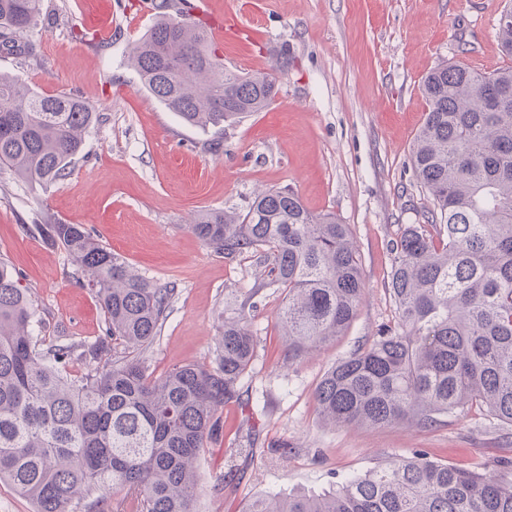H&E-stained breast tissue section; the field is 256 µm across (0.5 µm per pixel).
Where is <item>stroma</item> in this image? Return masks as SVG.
Returning a JSON list of instances; mask_svg holds the SVG:
<instances>
[{"label": "stroma", "mask_w": 512, "mask_h": 512, "mask_svg": "<svg viewBox=\"0 0 512 512\" xmlns=\"http://www.w3.org/2000/svg\"><path fill=\"white\" fill-rule=\"evenodd\" d=\"M512 0H208L199 14L223 26L226 68L267 71L276 50L292 62L263 112L223 135L184 125L141 86L127 50L154 23L153 0H44L26 64L0 56V71L40 92L83 97L99 114L70 173L45 188L0 167V260L29 288L47 342L105 334L94 292L75 282L66 253L34 219L84 225L141 275L177 294L141 360L154 375L176 365L211 367L224 299L262 269L230 262L188 229L206 209L246 210L256 190L292 188L312 212L336 213L358 247L364 293L344 336L289 358L278 316L284 295L263 289L251 313L255 357L225 405L221 433L197 469L198 512H242L250 499L320 493L351 475L421 451L455 466L512 464V430L479 409L429 428L325 424L314 402L324 374L379 330L396 326L388 245L426 204L411 147L427 104L420 85L441 63L483 72L512 66L496 36ZM108 33L100 48L73 25Z\"/></svg>", "instance_id": "stroma-1"}]
</instances>
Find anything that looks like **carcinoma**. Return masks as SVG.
<instances>
[{
  "instance_id": "carcinoma-1",
  "label": "carcinoma",
  "mask_w": 512,
  "mask_h": 512,
  "mask_svg": "<svg viewBox=\"0 0 512 512\" xmlns=\"http://www.w3.org/2000/svg\"><path fill=\"white\" fill-rule=\"evenodd\" d=\"M191 0H161L127 64L142 88L188 126L264 111L288 72L283 46L267 72L224 67ZM42 0H0V55L36 56ZM498 22L512 56V7ZM425 121L411 162L430 207L392 242L388 289L397 326L331 367L314 399L333 426L425 428L476 407L512 427V67L483 73L441 64L424 78ZM96 112L78 96L47 95L0 72V165L45 187L66 177ZM94 291L106 336L40 347L29 289L0 261V480L35 512H77L87 496L125 490L114 512H196V467L238 399L255 339L246 309L280 288L288 358L343 335L363 295L349 225L314 214L286 188L261 189L244 213L210 209L188 229L232 261L264 267L244 299L224 306L210 369L186 364L154 378L136 356L160 335L176 295L140 276L81 224H39ZM86 372L73 375L70 364ZM244 512H512V468L458 469L422 453L397 457L323 495L269 494Z\"/></svg>"
}]
</instances>
